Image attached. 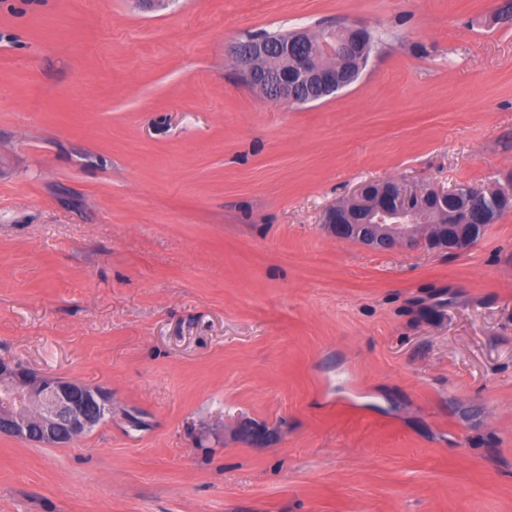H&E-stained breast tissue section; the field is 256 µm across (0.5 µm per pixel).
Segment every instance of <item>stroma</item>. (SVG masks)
<instances>
[{
  "label": "stroma",
  "mask_w": 512,
  "mask_h": 512,
  "mask_svg": "<svg viewBox=\"0 0 512 512\" xmlns=\"http://www.w3.org/2000/svg\"><path fill=\"white\" fill-rule=\"evenodd\" d=\"M503 0H0V359L112 395L0 437V512H512V210L379 252L366 181L512 189ZM350 87L282 104L248 35L342 24Z\"/></svg>",
  "instance_id": "35a3bbf8"
}]
</instances>
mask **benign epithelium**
<instances>
[{"instance_id":"1","label":"benign epithelium","mask_w":512,"mask_h":512,"mask_svg":"<svg viewBox=\"0 0 512 512\" xmlns=\"http://www.w3.org/2000/svg\"><path fill=\"white\" fill-rule=\"evenodd\" d=\"M305 42L303 31L287 34L274 46L260 39L242 41L234 49L239 73L247 78V85L272 100L311 103L353 84L369 54V31L353 24L325 33L309 54L298 52ZM274 54L294 58V66L273 79L264 63ZM420 207L450 209L448 223L457 225V234L446 239L441 224L420 226L399 221ZM511 208L512 193L508 191L467 184L420 188L389 180L361 185L354 195L326 211L324 223L336 238L375 250L422 240L427 246L439 242V249L461 253L478 243L466 225L477 218L486 227ZM111 417L112 398L99 388L0 363V437L44 448H67Z\"/></svg>"}]
</instances>
